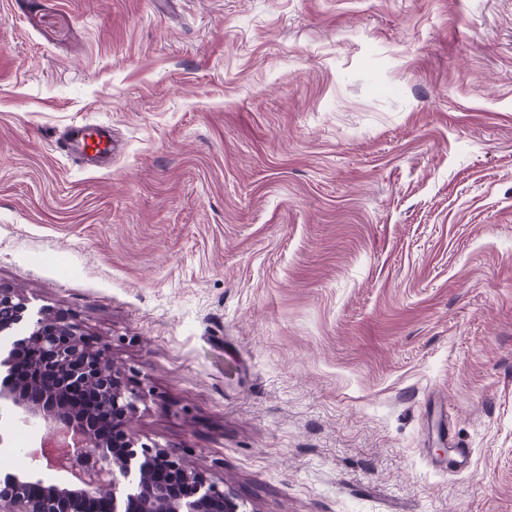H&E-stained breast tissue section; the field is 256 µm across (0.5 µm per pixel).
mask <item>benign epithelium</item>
Listing matches in <instances>:
<instances>
[{
	"label": "benign epithelium",
	"mask_w": 512,
	"mask_h": 512,
	"mask_svg": "<svg viewBox=\"0 0 512 512\" xmlns=\"http://www.w3.org/2000/svg\"><path fill=\"white\" fill-rule=\"evenodd\" d=\"M19 295L0 288V333L23 322ZM24 356L28 376L12 377L14 358ZM0 366V409H18L44 422L35 468L61 471L63 485L15 472L0 477V512H242L244 503L166 448L140 442L132 424L142 392L113 368L79 322L59 312L38 318ZM112 419V447L98 438L100 416Z\"/></svg>",
	"instance_id": "1"
}]
</instances>
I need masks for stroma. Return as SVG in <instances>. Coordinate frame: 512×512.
<instances>
[{
  "instance_id": "obj_1",
  "label": "stroma",
  "mask_w": 512,
  "mask_h": 512,
  "mask_svg": "<svg viewBox=\"0 0 512 512\" xmlns=\"http://www.w3.org/2000/svg\"><path fill=\"white\" fill-rule=\"evenodd\" d=\"M0 287L246 512H512V0H0ZM64 140L62 145L67 152L81 162L84 163L83 159H86L98 166H112V153L115 146L105 126L71 127L65 131Z\"/></svg>"
}]
</instances>
